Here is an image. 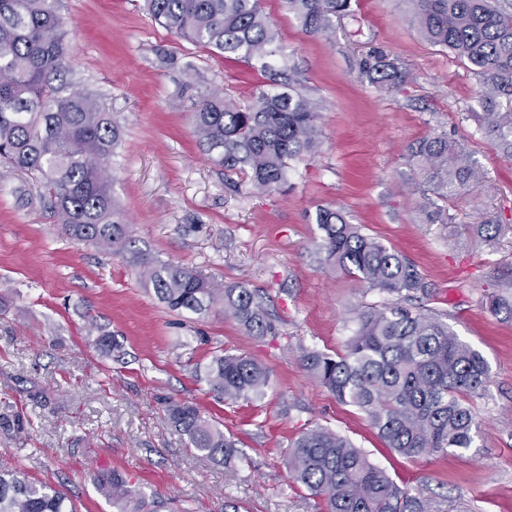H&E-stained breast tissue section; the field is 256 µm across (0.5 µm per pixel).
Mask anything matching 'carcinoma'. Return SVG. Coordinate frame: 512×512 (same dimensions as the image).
<instances>
[{
  "label": "carcinoma",
  "mask_w": 512,
  "mask_h": 512,
  "mask_svg": "<svg viewBox=\"0 0 512 512\" xmlns=\"http://www.w3.org/2000/svg\"><path fill=\"white\" fill-rule=\"evenodd\" d=\"M61 0H0V165L37 173L58 223L70 236L106 252L129 256L171 311L224 309L253 336L270 329L266 312L249 288L220 292L189 268L165 264L133 248L128 224L112 198L106 167L121 141V126L91 92L55 81L72 59L60 17ZM412 21L431 44L449 49L480 81L483 111L478 129L494 149L512 158V11L499 0H410ZM309 34H318L346 12L350 0H286ZM148 13L174 34L215 54L236 55L268 74L270 85L291 84L293 68L276 69L278 33L261 0H145ZM363 74L394 86L405 74L384 56H373ZM317 104L301 94L264 90L247 102L214 94L193 114V133L211 160L226 170L249 169L259 190L287 182L288 161L313 154L321 144ZM432 192L453 200L480 178L463 148L429 136L408 148ZM324 261L392 297L357 316V329L342 354L300 349L302 367L336 399L365 414L386 447L406 458H424L472 447L477 429L472 401L485 391L483 356L462 341L433 309L409 306L427 294L416 266L322 207ZM486 308L512 320V297L487 296ZM94 345L105 357L119 352L112 333L96 327ZM209 392L226 401L260 399L269 371L243 354L221 352L205 368ZM168 419L189 447L229 465L240 458L236 440L190 402H169ZM292 481L319 499L323 512H436L420 488L400 487L347 437L328 428L302 430L286 459ZM120 512H140V493L120 473L98 485ZM0 512H76L54 487L20 469L0 470Z\"/></svg>",
  "instance_id": "obj_1"
}]
</instances>
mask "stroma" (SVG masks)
I'll list each match as a JSON object with an SVG mask.
<instances>
[{
  "mask_svg": "<svg viewBox=\"0 0 512 512\" xmlns=\"http://www.w3.org/2000/svg\"><path fill=\"white\" fill-rule=\"evenodd\" d=\"M61 4L75 85L122 126L109 174L137 248L213 288L258 291L273 329L252 336L218 309L169 311L128 259L66 233L39 175L1 166L0 412L29 425L0 431V468L49 483L78 512H118L97 490L115 471L142 494L143 512H322L286 466L290 440L321 425L400 487L425 488L439 512H512V320L483 305L512 278V159L477 129L478 77L421 36L408 0H351L316 35L284 0H262L299 92L320 104L322 135L317 153L291 161L285 185L260 192L248 172L215 165L191 124L214 90L250 99L264 82L259 70L171 33L143 0ZM375 51L406 72L402 85L381 88L362 75ZM429 135L463 144L482 173L461 199L438 200L433 223L421 209L424 177L406 159ZM320 207L408 258L429 291L423 304L485 359L479 432L464 456L398 455L301 366L299 347L344 352L358 312L388 300L317 262ZM92 318L120 342V357L96 350ZM225 350L271 370L262 399L231 403L209 392L204 369ZM167 401L196 403L233 434L242 460L227 467L189 448Z\"/></svg>",
  "mask_w": 512,
  "mask_h": 512,
  "instance_id": "1",
  "label": "stroma"
}]
</instances>
